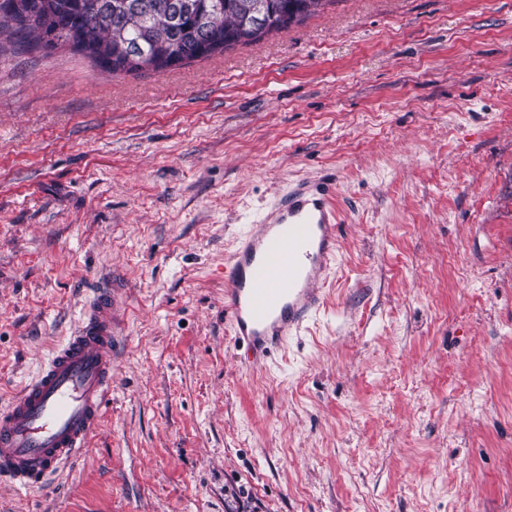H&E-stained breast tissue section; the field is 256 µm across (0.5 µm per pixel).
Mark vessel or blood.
Returning a JSON list of instances; mask_svg holds the SVG:
<instances>
[{
	"label": "vessel or blood",
	"mask_w": 512,
	"mask_h": 512,
	"mask_svg": "<svg viewBox=\"0 0 512 512\" xmlns=\"http://www.w3.org/2000/svg\"><path fill=\"white\" fill-rule=\"evenodd\" d=\"M336 177L284 193L227 257L224 306L244 361L260 365L324 306L339 246ZM116 283L100 286L78 327L0 406V479L32 490L77 459L111 396Z\"/></svg>",
	"instance_id": "b4317fda"
}]
</instances>
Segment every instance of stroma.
<instances>
[{
	"label": "stroma",
	"mask_w": 512,
	"mask_h": 512,
	"mask_svg": "<svg viewBox=\"0 0 512 512\" xmlns=\"http://www.w3.org/2000/svg\"><path fill=\"white\" fill-rule=\"evenodd\" d=\"M328 171L326 304L246 367L224 260ZM113 274L101 426L0 512H512V0H328L120 76L0 34V405Z\"/></svg>",
	"instance_id": "1"
}]
</instances>
